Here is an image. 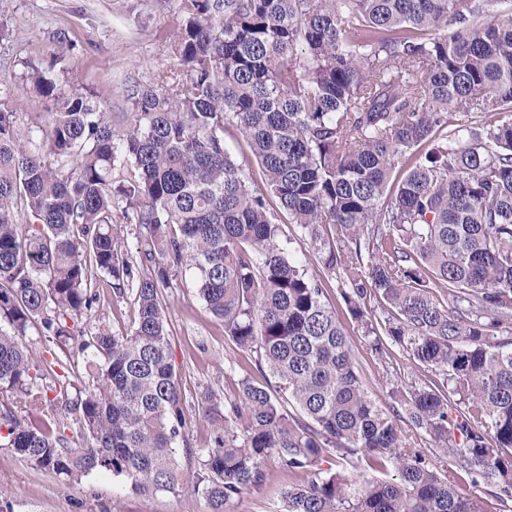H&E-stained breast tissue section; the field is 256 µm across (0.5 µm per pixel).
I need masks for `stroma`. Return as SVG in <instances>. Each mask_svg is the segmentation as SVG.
<instances>
[{
    "mask_svg": "<svg viewBox=\"0 0 512 512\" xmlns=\"http://www.w3.org/2000/svg\"><path fill=\"white\" fill-rule=\"evenodd\" d=\"M181 22L180 0H5L0 5V101L16 112L19 132H26L28 113L46 111L48 103L25 80L22 63L60 52L67 67L66 91L90 87L112 111H128V88L150 86L158 71L173 67L171 44ZM270 212L281 227V242L290 256L327 281V299L337 304L339 284L334 274L325 271L286 214L275 206ZM163 304L185 396L189 436L194 447L202 448L213 435L199 407L202 391L209 388L234 397L242 379L263 384L271 375L259 368L256 354L237 348L225 336L222 323L180 274H173ZM338 317L364 387L381 409L392 410L393 387L435 379L434 371L417 365L402 351L393 365L382 367L348 314L342 311ZM266 470L262 489L235 502L230 512H271L282 489L296 481L276 461H267ZM0 488L9 491L15 512H101L107 505L112 512H209L207 502L188 487L176 495L136 498L128 496L122 480L108 472L93 474L74 486L62 484L38 473L2 441Z\"/></svg>",
    "mask_w": 512,
    "mask_h": 512,
    "instance_id": "obj_1",
    "label": "stroma"
}]
</instances>
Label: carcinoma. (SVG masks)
Wrapping results in <instances>:
<instances>
[{"mask_svg":"<svg viewBox=\"0 0 512 512\" xmlns=\"http://www.w3.org/2000/svg\"><path fill=\"white\" fill-rule=\"evenodd\" d=\"M492 4L181 0L180 74L129 88L115 116L92 90L65 92L61 55L23 61L54 111L33 113L23 142L0 103V393L13 396L0 431L15 453L63 483L108 471L140 497L189 484L210 512L259 490L269 459L307 475L277 512H484L453 469L407 448L405 422L512 501V338L491 334L512 322V12ZM474 113L496 118L475 128ZM229 122L263 187L224 150ZM270 196L341 282L371 355L387 365L398 348L441 382L393 390L391 414L376 406L325 282L280 243ZM174 272L300 416L248 379L236 399L208 389L213 438L192 448L162 303ZM101 281L134 298L124 334H82ZM33 335L49 354L37 367ZM335 452L396 477L322 468Z\"/></svg>","mask_w":512,"mask_h":512,"instance_id":"obj_1","label":"carcinoma"}]
</instances>
